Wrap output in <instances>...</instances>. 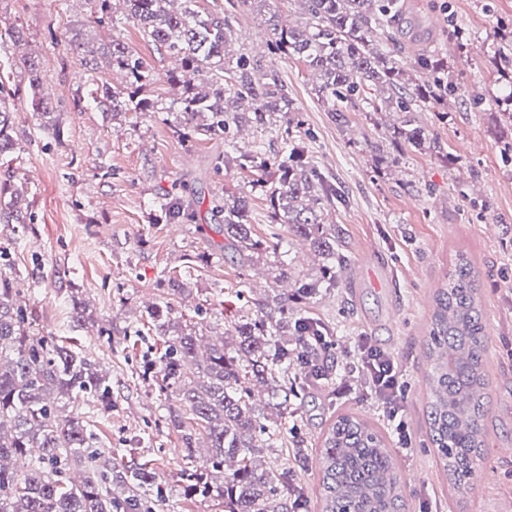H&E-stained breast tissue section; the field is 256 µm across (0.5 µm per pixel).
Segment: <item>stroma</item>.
Instances as JSON below:
<instances>
[{"mask_svg":"<svg viewBox=\"0 0 512 512\" xmlns=\"http://www.w3.org/2000/svg\"><path fill=\"white\" fill-rule=\"evenodd\" d=\"M422 21L438 18L431 44L454 71L460 89L439 111L422 110L418 120L438 135L446 152L406 153L386 167L372 145L385 141L392 115L348 113L338 126L314 93L315 82L302 63L276 68L294 99L301 127L311 134L310 154L346 196L335 220L351 259L346 287L312 299L309 311L335 326L333 358L339 371L328 380L306 383L288 419V442L263 452L268 466L288 474L291 488L314 496L319 468L318 437L328 420L352 409L374 421L393 448L406 480L410 512H512V457L497 450L512 444V155L502 156L489 132L499 103L512 86L498 80L495 59L502 39L512 38V0H405ZM84 0H0V27H22L24 47L0 44V58L26 51L39 58V78L54 109L59 135L44 131V118L26 98L15 101L18 145L12 167L28 184L34 222L26 231L0 224V248L24 282L38 336H72L79 350L112 381V408L98 420L96 445L114 457L150 463L171 512H224L214 498L185 499V471L204 465L187 455L170 422L180 405L141 374L146 357L158 356L163 337L142 326L146 301L168 307L179 329L196 336L231 333L256 314L264 289L275 287L272 256L259 255L241 270L224 248V226L215 219L216 197L247 192L254 233L280 235L283 258L297 273L314 275L318 259L300 249L286 225L272 223L265 201L251 194L250 171L234 164L216 167L224 153L220 138L187 142L173 137L179 121L176 89L167 73L175 56H158L142 39L138 24L122 20V36L154 59L151 111L112 120L97 108L75 109L98 82L119 83L108 68L88 72L70 50L72 30L87 21ZM174 191L190 200L188 224L156 221L154 200ZM469 251L480 271V296L488 334L486 370L491 381L485 423L489 443L477 467L475 487L453 499L448 482L426 448L422 394L426 363V320L436 287L450 271V254ZM197 258L194 269L185 261ZM190 271L188 292L174 293L169 276ZM88 305L89 320L70 318L73 299ZM112 328L110 339L98 335ZM395 357L404 403L391 417L373 393L361 389L346 363L359 359L361 341ZM409 435L400 440L396 422Z\"/></svg>","mask_w":512,"mask_h":512,"instance_id":"35a3bbf8","label":"stroma"}]
</instances>
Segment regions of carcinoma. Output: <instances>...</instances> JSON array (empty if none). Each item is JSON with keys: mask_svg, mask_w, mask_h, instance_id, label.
Segmentation results:
<instances>
[{"mask_svg": "<svg viewBox=\"0 0 512 512\" xmlns=\"http://www.w3.org/2000/svg\"><path fill=\"white\" fill-rule=\"evenodd\" d=\"M90 22L103 27L114 17L113 0H90ZM127 19L140 25L143 38L175 55L180 68L169 81L180 88L181 125L185 140L201 135L234 143L245 123L265 127L271 118L285 124L283 134L300 127L295 121L288 84L273 61L297 60L313 73L318 100L337 122L345 113H394V136L400 146H426L442 153L439 141L417 120L418 110L434 108L458 91L448 66L428 55L414 61L400 56L394 31L399 29L400 0H289L301 7L304 21L285 26L265 0H239L230 8L262 14L268 33L269 58L233 57L227 47L234 37L231 12L212 13L200 0H120ZM71 50L91 71L106 61L124 79V88L104 84L90 100L112 117L145 112L151 103L139 90L153 79L152 61L115 33L100 36L80 31L69 38ZM26 70L32 107L46 116L48 99L40 90L38 63L22 56L13 62ZM429 69L431 81L413 77ZM374 86L379 96H364ZM16 90L0 75V166L10 163L16 145L9 101ZM503 128L496 143L512 152V112L499 113ZM242 170H259L268 193L269 209L288 233L308 243L324 260L319 275L309 278L281 268L289 289H271L258 302L256 317L235 326V344L213 343L199 354L197 337L170 335L162 307L147 312L155 331L168 337L165 351L146 373L171 391L195 427L184 429L183 417L171 422L181 432L188 453L196 440L206 444L208 467L184 473L185 494L224 501V512H298L307 501L292 497L288 474L261 463L267 442L283 425L269 419L254 403V387H267L278 416L288 414L304 387L305 376L317 372L313 337L330 336L329 327L305 315L306 305L322 291L346 285L349 256L343 251L341 229L333 212L344 198L332 178L317 169L306 154L302 137L284 139L281 149L267 155L266 147L234 157ZM156 210L171 224H186L193 214L172 193L157 198ZM214 215L224 224V247L241 265L254 260L262 242L254 238L252 206L246 195H226L214 201ZM26 183L10 175L0 181V224H31ZM478 271L468 251H455L448 281L438 290L430 315L424 356L431 362L425 381L430 390L426 408L428 437L455 495L472 489L476 461L488 438L484 404L489 378L485 371L486 325L478 301ZM32 310L21 280L0 271V512H159L166 507L163 490L152 468L133 459L114 463L105 450L93 447L92 416H72L68 408L90 396L102 413L112 408L107 375L77 351L69 338L32 336ZM322 476L317 512H401L403 494L397 462L387 437L369 419L351 411L331 417L318 441ZM23 479L10 463L32 450Z\"/></svg>", "mask_w": 512, "mask_h": 512, "instance_id": "cac0c4a2", "label": "carcinoma"}]
</instances>
